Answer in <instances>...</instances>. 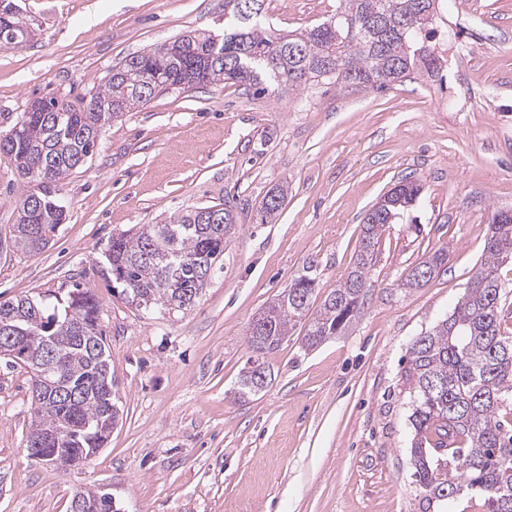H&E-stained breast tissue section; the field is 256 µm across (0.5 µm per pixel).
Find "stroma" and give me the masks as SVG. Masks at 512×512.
<instances>
[{
  "label": "stroma",
  "mask_w": 512,
  "mask_h": 512,
  "mask_svg": "<svg viewBox=\"0 0 512 512\" xmlns=\"http://www.w3.org/2000/svg\"><path fill=\"white\" fill-rule=\"evenodd\" d=\"M457 2L436 32L441 77L262 95L201 85L114 118L62 185L67 220L38 253L12 246L23 183L0 154V301L91 289L120 408L107 444L60 471L25 450L30 375L0 359V512H68L78 489L110 493L118 512H444L413 476L406 353L463 295L492 213L512 208V0H468L467 23ZM13 3L33 36L0 48L2 132L35 99L89 100L127 56L224 29V0ZM336 6L265 0V16L299 31ZM404 177L422 191L385 225L360 315L312 351L290 336L266 357L268 386L236 398L253 317L308 265L321 292L335 287L365 213ZM282 184L279 215L260 223L263 197ZM227 198L238 231L190 309L131 305L102 276L112 235ZM438 250L441 270L402 287Z\"/></svg>",
  "instance_id": "35a3bbf8"
}]
</instances>
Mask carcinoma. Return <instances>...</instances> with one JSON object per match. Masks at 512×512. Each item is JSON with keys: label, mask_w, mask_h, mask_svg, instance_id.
<instances>
[{"label": "carcinoma", "mask_w": 512, "mask_h": 512, "mask_svg": "<svg viewBox=\"0 0 512 512\" xmlns=\"http://www.w3.org/2000/svg\"><path fill=\"white\" fill-rule=\"evenodd\" d=\"M228 28L224 38L205 33L182 35L171 42L134 54L112 74L83 106L51 98L38 101L39 111L23 112L0 133V153L15 163L25 180L15 208L12 246L37 253L66 222L59 188L69 173L92 155L103 127L126 112L170 89L208 84H241L266 91L269 82L290 90L326 82L383 89L414 71L431 76L443 57L433 43L442 0H339L328 20L295 34L267 25L263 0H224ZM30 24L0 0V47L21 48L30 40ZM422 186L401 181L364 216L361 241L379 244L382 228L393 224L416 201ZM287 188L270 189L261 202V221L274 219ZM219 222L189 210L160 224H136L112 236L102 274L122 288L130 303L144 308L181 311L196 302L207 279L202 266L224 255L234 236L233 207L216 205ZM486 254L465 295L452 313L416 337L408 349L405 375L414 392L410 454L414 476L430 499L449 504L466 494H480L487 512H512V332L502 327L501 303L506 284L499 267L512 258V210L492 214ZM374 253L359 254L336 287L314 306L318 281L314 265L304 268L270 305L277 307L262 340L261 355L288 341L304 328L306 349L337 335L364 307ZM447 260L436 251L416 265L403 286L420 288ZM101 306L88 288L72 285L65 296H43L0 302V324L36 327L5 345L31 373L32 420L27 436L50 449L53 465L76 467L107 442L119 418L115 379L100 323ZM264 377L242 371L240 399L267 387ZM454 448L440 451L438 440ZM90 512H117L112 495L81 490Z\"/></svg>", "instance_id": "carcinoma-1"}]
</instances>
